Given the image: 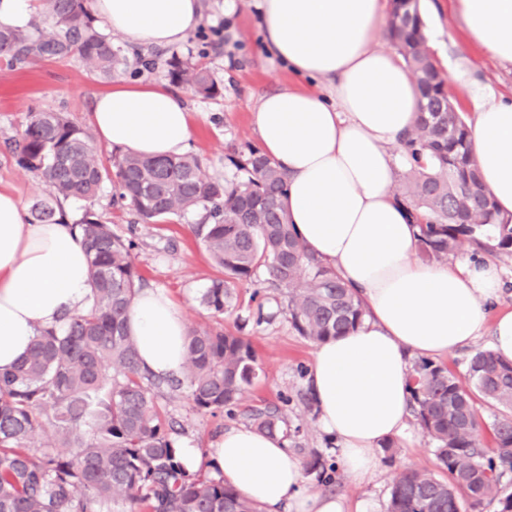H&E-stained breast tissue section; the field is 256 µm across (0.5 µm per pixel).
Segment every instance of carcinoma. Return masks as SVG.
I'll use <instances>...</instances> for the list:
<instances>
[{
	"label": "carcinoma",
	"mask_w": 512,
	"mask_h": 512,
	"mask_svg": "<svg viewBox=\"0 0 512 512\" xmlns=\"http://www.w3.org/2000/svg\"><path fill=\"white\" fill-rule=\"evenodd\" d=\"M89 0H47L39 28L0 30V59L78 56L99 78L131 64L152 70L160 52L123 48L95 26ZM389 36L425 99L414 128L401 140L403 182L396 195L411 210L421 251L432 258L485 252L512 258V223L495 222V208L470 151L467 116L457 111L426 46L418 0H392ZM171 82L210 97L218 88L193 57L171 54ZM4 146L36 173L46 197L29 219L62 218L61 201L94 199L112 179V204L145 224L198 210L194 225L225 278L212 281L201 303L215 315L231 305L230 285L247 282L263 266L273 288L288 289V315L302 336L322 343L361 324L366 304L335 270L313 255L285 217L286 177L253 149L232 160L240 176L214 180L193 154L150 159L134 153L99 156L92 129L67 113H29L18 137ZM88 253L93 286L88 308L64 330L46 329L9 371L0 372V512H260L258 505L203 470H183L174 443L181 432L161 414L153 390L188 389L193 408L234 415L257 376V355L244 337L221 329L188 333L182 377L159 380L140 369L127 316L141 287L133 242L87 210L76 222ZM411 408L434 445L442 475L416 470L392 480L387 512H467L497 501L512 512L503 478L512 472V362L491 349L475 351L467 383L442 363L418 359L411 374ZM493 419L486 422L477 404ZM252 427L272 434L283 421L277 406L244 411ZM310 471L325 475L326 461L307 455Z\"/></svg>",
	"instance_id": "obj_1"
}]
</instances>
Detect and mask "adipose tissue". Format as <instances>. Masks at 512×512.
Masks as SVG:
<instances>
[{"label": "adipose tissue", "instance_id": "ef3b65f1", "mask_svg": "<svg viewBox=\"0 0 512 512\" xmlns=\"http://www.w3.org/2000/svg\"><path fill=\"white\" fill-rule=\"evenodd\" d=\"M109 30L136 45L186 41L200 0H92ZM467 48L512 66V0H453ZM265 49L301 78L263 96L252 113L261 151L288 176L287 219L308 252L335 269L369 314L348 335L317 345L310 391L322 430L355 484L377 469L376 450L411 429L409 377L415 357L436 358L490 334L512 361V311L487 320L501 271L484 263L420 262L417 232L394 188L393 153L423 99L401 58L379 48L387 0H259ZM448 83L471 111V149L498 220H512V95L475 78L467 58L445 61ZM91 124L101 143L147 158L185 154L191 114L164 84H116L100 93ZM92 297L88 257L70 221L33 224L20 200L0 191V370L27 353L38 330L62 328ZM127 330L139 366L181 376L187 356L182 308L161 288L135 295ZM188 471L221 473L263 512L350 510L343 498L305 490L301 463L281 434L225 431L214 453L186 442Z\"/></svg>", "mask_w": 512, "mask_h": 512}]
</instances>
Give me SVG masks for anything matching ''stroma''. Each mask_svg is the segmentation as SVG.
I'll return each mask as SVG.
<instances>
[{"label": "stroma", "instance_id": "1", "mask_svg": "<svg viewBox=\"0 0 512 512\" xmlns=\"http://www.w3.org/2000/svg\"><path fill=\"white\" fill-rule=\"evenodd\" d=\"M433 53L438 59L468 54L478 78L491 81L504 93L512 94V68L500 66L477 51H466L461 43L460 22L451 0H422ZM260 18L255 0H237L234 12L224 10V0H202V20L188 39L177 45V52L197 54L220 89L205 98L181 89L180 95L192 115L191 154L204 162L205 172L216 179H231L237 173L233 158L258 148L251 113L259 98L288 82L289 76L270 61L261 46ZM221 35H211V28ZM109 83L90 74L78 58L35 60L25 66H11L0 60V144L16 137L25 127L29 112L55 110L68 113L81 125H88L96 96L109 90ZM16 194L23 206L43 197L39 178L18 165L0 147V190ZM63 209L69 219H78L85 210L96 212L122 238L134 239L133 261L144 287L165 289L183 308L188 326L205 329L215 325L227 331H241L253 344L262 368L247 394L248 406L284 404L287 427L302 426L301 442L335 462L336 453L329 437L318 424L317 413L308 411L305 395L315 342L299 335L292 327L284 292L267 288L268 274L258 269L254 283L239 284L223 317H213L200 296L222 271L210 259L194 233L196 213L162 224H143L112 204V188L104 186L94 201L70 199ZM263 306L268 322L255 324L250 318L256 306ZM155 401L160 410L179 420L185 437L203 452H210L225 430L244 425L243 415L217 416L193 410L187 390L162 389ZM394 457L379 456L378 471L366 484L350 483L343 472H336L331 487H323L318 472L305 471V486L313 492L345 497L349 502L371 501L377 512H386L393 477L405 470L436 472L433 447L422 434L412 439L395 437Z\"/></svg>", "mask_w": 512, "mask_h": 512}]
</instances>
